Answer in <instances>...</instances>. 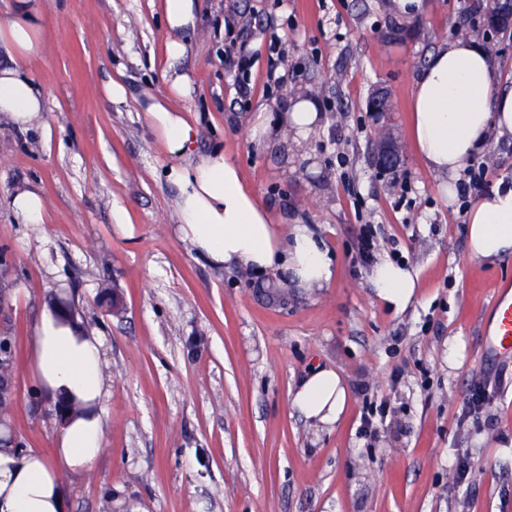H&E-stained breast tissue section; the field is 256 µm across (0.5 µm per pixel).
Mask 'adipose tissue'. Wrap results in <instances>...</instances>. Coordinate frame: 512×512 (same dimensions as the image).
<instances>
[{"instance_id": "1", "label": "adipose tissue", "mask_w": 512, "mask_h": 512, "mask_svg": "<svg viewBox=\"0 0 512 512\" xmlns=\"http://www.w3.org/2000/svg\"><path fill=\"white\" fill-rule=\"evenodd\" d=\"M197 8L196 0H163L166 75L170 91L179 96L188 93L190 80L174 65L186 52L182 35L195 27ZM0 46L11 58L0 67V112L17 127H31L45 109L43 90L26 68L41 49L38 0H17L14 14L0 23ZM498 79L493 57L478 42L457 39L439 45L415 80L416 151L441 178L446 195H454L462 169L491 133L512 134V90H497ZM144 110L174 160L167 178L179 188V232L197 254L216 265L271 271L280 282L309 291L333 280L334 258L312 225L269 223L223 152L192 157L198 129L183 113L152 95ZM466 234L473 259L493 261L512 252V185L499 183L477 198ZM370 280L376 299L394 311L406 310L417 296L418 274L407 265L379 260ZM101 346V336L43 307L34 329L32 373L51 403L76 404L81 412L59 422L53 458L34 449L0 448V512H66L63 474L86 469L104 444ZM348 397L338 373L321 368L299 384L292 404L305 419L331 425L340 420Z\"/></svg>"}]
</instances>
